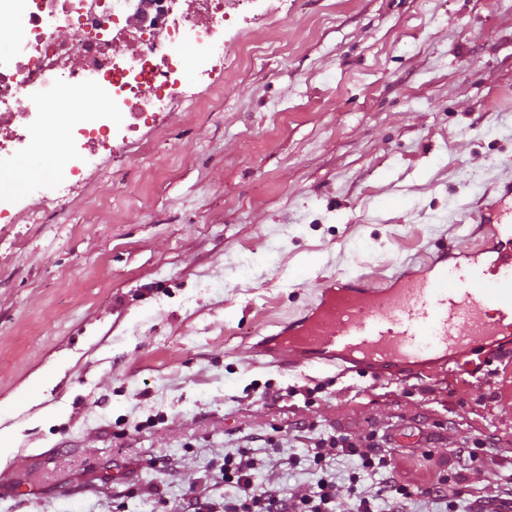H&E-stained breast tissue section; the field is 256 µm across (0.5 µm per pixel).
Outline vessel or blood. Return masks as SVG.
Wrapping results in <instances>:
<instances>
[{
  "label": "vessel or blood",
  "mask_w": 512,
  "mask_h": 512,
  "mask_svg": "<svg viewBox=\"0 0 512 512\" xmlns=\"http://www.w3.org/2000/svg\"><path fill=\"white\" fill-rule=\"evenodd\" d=\"M470 219L493 227L480 248H441L387 288L328 280L316 309L266 336L254 354L282 368L349 364L387 379L471 363L481 347L512 334V182Z\"/></svg>",
  "instance_id": "1"
}]
</instances>
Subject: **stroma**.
<instances>
[{
  "label": "stroma",
  "mask_w": 512,
  "mask_h": 512,
  "mask_svg": "<svg viewBox=\"0 0 512 512\" xmlns=\"http://www.w3.org/2000/svg\"><path fill=\"white\" fill-rule=\"evenodd\" d=\"M264 55L214 70L224 96L192 121L161 116L102 151L65 200L0 173V512H181L221 499L241 448L293 466L257 483L304 494L359 457L308 451L344 432L389 449L400 483L459 479L468 512L512 463V343L493 364L396 380L332 365L283 369L251 349L307 314L320 282L387 287L512 180V0H254L225 24ZM48 383L40 389L39 378ZM474 449L478 463L450 458Z\"/></svg>",
  "instance_id": "obj_1"
}]
</instances>
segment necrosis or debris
Returning <instances> with one entry per match:
<instances>
[{"mask_svg":"<svg viewBox=\"0 0 512 512\" xmlns=\"http://www.w3.org/2000/svg\"><path fill=\"white\" fill-rule=\"evenodd\" d=\"M243 0H0V131L25 129L29 157L52 153L69 177L82 151L136 131L177 101L194 117L215 93L202 61L224 62V24ZM138 49L127 53L128 42ZM76 94H69V87ZM92 120H85V109ZM71 129L68 148L55 125Z\"/></svg>","mask_w":512,"mask_h":512,"instance_id":"necrosis-or-debris-1","label":"necrosis or debris"}]
</instances>
